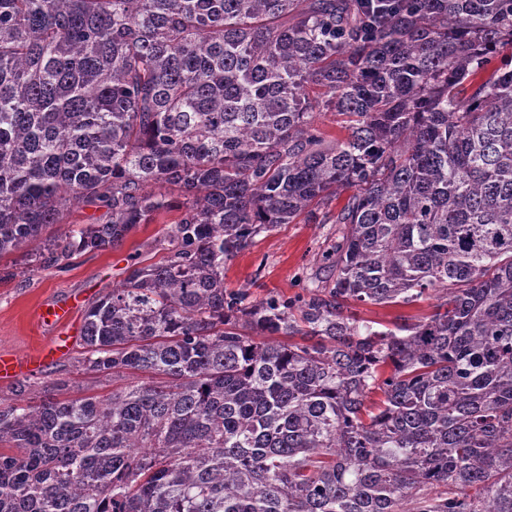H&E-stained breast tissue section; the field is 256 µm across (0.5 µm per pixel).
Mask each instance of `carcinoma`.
Segmentation results:
<instances>
[{
    "instance_id": "obj_1",
    "label": "carcinoma",
    "mask_w": 512,
    "mask_h": 512,
    "mask_svg": "<svg viewBox=\"0 0 512 512\" xmlns=\"http://www.w3.org/2000/svg\"><path fill=\"white\" fill-rule=\"evenodd\" d=\"M344 190L332 287L225 290ZM173 191L80 331L143 378L0 399V512H512V0H0V257L115 248ZM110 213L106 208L95 205H85L81 208H71L64 212L63 222L66 224H51L43 233V238L61 235L68 224H90L93 222H105ZM434 303H436V300L433 298L424 300L418 305L407 307L367 305L360 307L358 314L363 318L382 321L387 324L399 321L401 317L403 318L430 312L432 310V304Z\"/></svg>"
}]
</instances>
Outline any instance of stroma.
Instances as JSON below:
<instances>
[{"instance_id": "obj_1", "label": "stroma", "mask_w": 512, "mask_h": 512, "mask_svg": "<svg viewBox=\"0 0 512 512\" xmlns=\"http://www.w3.org/2000/svg\"><path fill=\"white\" fill-rule=\"evenodd\" d=\"M346 201V194L336 196L325 223L283 224L257 236L227 262L226 290L247 293L249 300L258 302L270 295L304 296L312 288L332 285V257L339 236L335 219ZM178 216L175 209L160 213L114 249L84 252L47 268L37 267L33 244L0 257V353L35 352L57 331L39 324V312L61 300L75 306L72 319L60 330L70 336L71 350L43 360L25 374L30 397L42 396L46 386L57 380L68 381L73 395H105L123 386V379L89 373L79 366L83 313L122 282L131 263L146 265L167 256L166 232Z\"/></svg>"}]
</instances>
